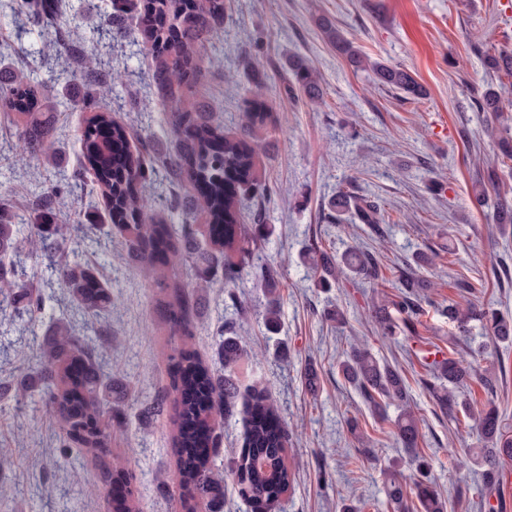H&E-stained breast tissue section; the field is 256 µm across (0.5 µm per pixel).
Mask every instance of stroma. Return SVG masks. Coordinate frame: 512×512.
Returning <instances> with one entry per match:
<instances>
[{
  "mask_svg": "<svg viewBox=\"0 0 512 512\" xmlns=\"http://www.w3.org/2000/svg\"><path fill=\"white\" fill-rule=\"evenodd\" d=\"M320 15L366 55L368 68L350 66L332 48L316 23ZM22 25L27 26L25 18L0 9V57L18 70L44 41L40 27L22 34ZM127 28V20L114 21L84 49L124 71L107 105L114 121L132 132L134 150L150 148L160 160L168 147L167 110L152 78L150 54ZM503 50H512V0H227L223 24L208 35L197 59V78L182 87L199 111L231 134L239 132L240 114L253 92H260L272 112L260 133L266 146L261 168L271 191L243 190L238 196L241 223L266 224L271 232L259 241L257 257L240 279L215 280L190 311L188 342L199 359L223 372L218 330L233 322L248 351L233 373L239 400L253 389H266L288 431L293 482L281 512H393L386 505L384 468L396 466L410 482L417 476L391 432L397 408L387 406L382 417L374 414L338 370L343 352L357 340L402 372L419 421V450L432 482L449 501L448 512H512V492L478 507L476 466L467 451L480 447V433L465 413L449 421L423 385L424 367L405 353L411 346L447 347L452 337L459 352L480 350L481 367L500 366L504 372L496 395L479 390L475 396L512 425V344L494 343L476 321L469 334L458 336L444 312L457 296L454 281L464 276L478 284L477 307L512 318V275L500 280L492 275L503 265L512 271V229L494 224L498 200H512V168H498L499 187L485 206H477L472 194L477 175L487 168L471 144L480 142L490 152L498 139L473 100L491 88L503 104L512 103V80L490 78L485 66L486 55ZM247 54L258 59L256 70L244 68ZM292 55L317 71L320 101L297 96L288 67ZM375 62L409 71L424 96L379 86L371 69ZM81 122V113L55 106L51 134L63 161L57 167L43 161L25 167L13 159L16 127L0 112V204L31 211L37 195L74 181L70 207L57 220L86 225L84 257L117 297L106 325L83 315L77 321L87 324L88 335L103 327L112 338L108 367L119 385L112 400L126 424L111 428L106 453L82 454L76 469L61 449L66 435L59 423L40 407L19 410L13 400L1 401L0 483L18 484L20 492L0 499V512H112L109 471L116 458L125 463L141 512H183L171 447L172 338L165 311L177 299L190 298L195 271L175 264L160 281H148L123 233L113 231L110 246L96 242L105 211L100 189L81 168ZM340 189L378 202L385 219L381 233L352 213L336 217L330 201ZM153 205L158 218L177 226L203 202L192 185L161 175L153 184ZM313 242L334 256L351 247L375 253L384 281L332 278L317 287L316 275L299 259ZM419 252L432 255V263L416 264ZM407 269L430 286L414 317V338L396 344L383 337L374 313L395 315L391 300ZM268 271L282 293L281 331L271 341L263 326ZM235 299L241 310L232 309ZM46 327V315L37 313L0 323L1 380L19 365L44 372L35 352L23 356L18 348L40 342ZM311 368L318 376L314 392L305 384ZM159 401L160 414L141 418L142 410ZM452 448L458 451L453 460ZM46 483L55 487L49 503L40 495Z\"/></svg>",
  "mask_w": 512,
  "mask_h": 512,
  "instance_id": "stroma-1",
  "label": "stroma"
}]
</instances>
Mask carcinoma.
<instances>
[{
    "mask_svg": "<svg viewBox=\"0 0 512 512\" xmlns=\"http://www.w3.org/2000/svg\"><path fill=\"white\" fill-rule=\"evenodd\" d=\"M14 13L34 14V22L46 25L57 23L58 17L73 11L68 0H60L56 8L37 4L32 0H10ZM112 12L100 16L110 22L132 13L137 19L129 29L132 38L142 42L151 53L153 78L165 96L169 109L172 148L165 167L180 182H188L200 189L204 199L207 223L196 224L186 218L182 235L176 236L171 225L156 219L153 205L146 195V184L152 169L142 154H134L128 147L129 129L114 120L103 106V99L112 91V80H122V72L113 73V79L94 85L82 98L66 97L63 104L72 112L83 114L78 135L81 143L84 169L103 190L105 212L111 225L126 234V244L141 262V271L147 277L158 275L159 268L176 261L196 269V288L209 287L214 277L222 275L231 282L236 279L245 256L252 254L249 241L240 225L236 189L259 188L265 185L259 167L260 141L255 132L267 125L270 114L260 104L243 113L241 132L226 135L212 124L204 112H198L179 93L184 81L196 76L194 60L205 46L206 36L224 21V0H111ZM318 26L328 42L356 67L366 59L360 49L348 40L327 17L318 19ZM488 71L499 77L512 78V55L488 54ZM294 71L298 92L310 100L317 99L321 90L318 78L303 59L289 62ZM378 84L399 89L413 96L423 94L413 75L397 66L376 62L372 65ZM476 109L488 114L508 132L509 116L504 114L500 97L487 90L474 101ZM0 108L14 116L17 139L16 158L31 163L39 158L53 159V141L45 111L49 106L43 96L41 80L34 71L20 72L6 82H0ZM498 179L496 168H491L487 179L475 181L473 193L476 202L484 204L486 183ZM331 207L336 216L349 209L362 224L379 231L382 216L374 201L357 198L351 193L336 192ZM36 217L13 207L0 205V311L13 308L14 317L42 310L44 294L33 290L30 275L22 265L21 253L53 258L55 254H72V259L56 268L58 282L70 300L82 311L101 317L112 309V287L102 282L94 268L82 260L79 253L85 239L82 224H38L36 230L17 244L16 236L23 224H31ZM313 270H321L318 286L327 277L338 279L350 275L365 276L374 282L381 279L380 266L369 251H349L334 261L319 246L313 244L303 256ZM427 284L413 272L401 275V291L393 306L403 315L407 330H412V317L419 306V298ZM460 300L448 302V319L461 325L476 314L470 295L474 285L464 279L454 284ZM268 308L264 326L276 334L280 328V292L278 281L267 282ZM485 328L497 342L512 344V321L494 312L479 314ZM171 337L186 332L180 310L171 307L166 312ZM111 340L99 336L86 340L64 318L53 321L50 337L36 345V353L51 372L48 385L31 371L23 372L4 391L12 393L15 402L23 403L39 397L46 416L67 428V434L77 448L96 453L106 448V433L101 417L112 409V376L106 374L98 355ZM224 376L216 375L202 363L184 342L172 343L169 354L171 392L177 412L176 428L172 435V449L176 458L178 482L185 490L184 508L193 512L197 498L213 504L224 501V475L217 465L221 433L216 430L214 416L231 408L237 397V386L231 375L245 357L246 351L235 336L224 337L222 344ZM420 363L428 368L433 380L426 383L448 418L455 417L459 397L470 382L479 383L489 394L494 393L497 375L490 369L480 370L464 357L447 356L440 347L413 351ZM344 379L359 390L368 406L378 410L382 404L394 403L400 408L393 420V436L402 447L414 453V462L420 471L426 470V461L416 452L419 440L418 420L408 405V388L400 372L389 362L378 361L361 343L351 346L340 362ZM468 415L479 425L486 447L473 453L481 468L483 489L491 493L504 479L503 461L512 459V435L500 416L493 410L476 411L464 404ZM248 428L244 445L234 455L230 469L236 479L237 493L259 512H271L291 487V473L286 462L288 432L282 424L266 390L255 389L248 402ZM112 483L126 487L125 494L112 498V512H137L133 492L127 489V474L115 466ZM386 504L406 509L407 483L397 470L387 473L384 484ZM415 497L420 512H448V503L434 489L427 476L415 483Z\"/></svg>",
    "mask_w": 512,
    "mask_h": 512,
    "instance_id": "obj_1",
    "label": "carcinoma"
}]
</instances>
